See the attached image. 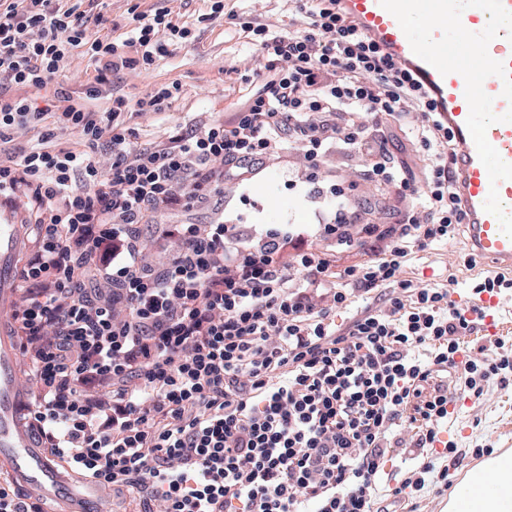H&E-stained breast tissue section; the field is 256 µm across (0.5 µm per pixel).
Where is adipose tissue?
I'll return each instance as SVG.
<instances>
[{
  "mask_svg": "<svg viewBox=\"0 0 512 512\" xmlns=\"http://www.w3.org/2000/svg\"><path fill=\"white\" fill-rule=\"evenodd\" d=\"M448 512H512V450L495 454L469 471L449 496Z\"/></svg>",
  "mask_w": 512,
  "mask_h": 512,
  "instance_id": "1",
  "label": "adipose tissue"
}]
</instances>
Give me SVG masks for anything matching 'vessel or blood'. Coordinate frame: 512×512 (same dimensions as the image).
I'll return each instance as SVG.
<instances>
[{"label": "vessel or blood", "instance_id": "b4317fda", "mask_svg": "<svg viewBox=\"0 0 512 512\" xmlns=\"http://www.w3.org/2000/svg\"><path fill=\"white\" fill-rule=\"evenodd\" d=\"M338 7L384 54L414 74L430 94L457 142L454 179L467 214L473 254L478 259L512 269V239L502 232L497 218L483 208L490 189L494 188L504 208L511 209L512 180L500 181L495 186L490 183L466 126L469 105L464 78L457 73L440 75L418 57L395 17L379 0H339ZM488 53L512 73V39L506 33H499L489 43ZM483 88L493 99L495 114L512 109V103L502 95L503 82L499 77H488ZM486 136L502 159L512 163V122L492 124ZM24 242L22 226L15 224L10 211L0 209V315L6 312L15 293L14 269ZM454 304L465 312L481 308L487 334L498 335L500 328L495 319L501 306L498 296L486 294L475 300L459 295ZM17 354L13 336L0 327V471L9 472L30 490L47 512H92L95 505L106 498V491L94 482L64 473L58 460L36 444L21 419L28 400L16 382Z\"/></svg>", "mask_w": 512, "mask_h": 512}]
</instances>
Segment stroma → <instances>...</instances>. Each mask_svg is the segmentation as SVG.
<instances>
[{
	"label": "stroma",
	"mask_w": 512,
	"mask_h": 512,
	"mask_svg": "<svg viewBox=\"0 0 512 512\" xmlns=\"http://www.w3.org/2000/svg\"><path fill=\"white\" fill-rule=\"evenodd\" d=\"M132 8L149 15L170 10L174 20L192 24L196 34L193 44L174 49L150 71L126 69L113 75V90L131 96L155 84L176 82L182 87L180 99L170 110L131 120L140 142L204 115L230 117L244 96L259 87L264 60L235 24V16L254 18L278 34L300 29L303 21L293 0H224V14L216 19L209 16L208 0H102L98 6L107 20L121 25ZM404 121L401 127L385 122L384 148L396 165L413 168L417 162L405 130L421 126L424 118L414 111ZM365 168L361 154L340 142L312 174L301 165L293 146L287 144L246 179L225 182L220 208H197L188 219L196 224L222 220L236 225L244 240L293 224L314 248L332 256L337 269L359 265L379 253L384 244L369 238L353 249L335 251L333 237L323 230L324 225L336 220L337 201L330 193L331 185L343 188L346 209L360 208L366 224H388L392 213L419 210L414 197L393 193L388 194L385 208L367 209L366 201L379 195L380 189L367 179ZM467 240L468 228L463 225L448 243L413 251L403 266V278L421 288L470 293L474 282L492 276L493 271L472 260ZM447 382L456 401L440 438L453 443L456 451L442 455L435 467L447 470L448 478L408 496L396 494L399 482L410 476L421 461L418 449L411 446L414 428L406 424L396 428L389 437L391 448L376 490L378 503L386 512H440L441 503L467 471L492 452L512 449V381L491 380L479 397L462 392L460 369H449Z\"/></svg>",
	"instance_id": "obj_1"
}]
</instances>
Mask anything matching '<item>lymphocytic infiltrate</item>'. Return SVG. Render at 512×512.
<instances>
[{"mask_svg": "<svg viewBox=\"0 0 512 512\" xmlns=\"http://www.w3.org/2000/svg\"><path fill=\"white\" fill-rule=\"evenodd\" d=\"M82 2L0 0V86L18 89L0 93V196L31 202L36 226L7 318L28 417L50 454L159 512H376L387 434L411 421L428 459L403 485L423 488L448 418L434 377L478 324L447 289L400 277L413 249L449 241L465 218L448 166L454 138L429 93L337 0H305L302 31L241 22L265 74L232 119L138 143L131 118L172 107L179 84L110 96L101 112L87 103L112 73L150 70L193 29L165 10L135 12L117 40L88 30ZM78 48L96 65L82 97L58 80ZM411 109L426 119L412 132L419 183L372 133ZM62 130L77 143L59 142ZM22 133L35 138L25 150L14 146ZM339 140L366 157L371 180L415 195L424 212L388 227L379 256L339 272L293 228L244 244L219 222L167 225L175 250L144 259L132 227L159 209L221 200L226 180L284 143L315 167ZM377 290L381 307L337 330L332 312ZM423 344L430 356H412ZM463 364L477 397L489 379H512L511 348Z\"/></svg>", "mask_w": 512, "mask_h": 512, "instance_id": "obj_1", "label": "lymphocytic infiltrate"}]
</instances>
